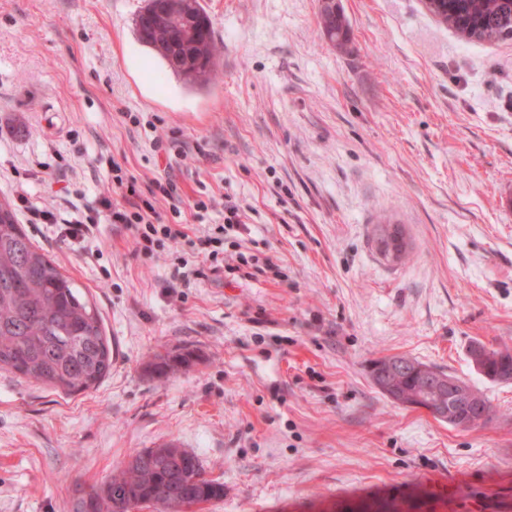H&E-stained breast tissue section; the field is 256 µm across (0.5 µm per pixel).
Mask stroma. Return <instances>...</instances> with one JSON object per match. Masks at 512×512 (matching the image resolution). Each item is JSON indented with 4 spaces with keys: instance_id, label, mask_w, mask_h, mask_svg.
<instances>
[{
    "instance_id": "1",
    "label": "stroma",
    "mask_w": 512,
    "mask_h": 512,
    "mask_svg": "<svg viewBox=\"0 0 512 512\" xmlns=\"http://www.w3.org/2000/svg\"><path fill=\"white\" fill-rule=\"evenodd\" d=\"M201 3L222 56L189 91L135 37L144 0H0V199L24 186L69 214L113 163L142 187L168 170L217 205L157 211L218 253L184 285L122 225L78 248L17 211L95 303L112 368L71 396L0 371V512H74L171 441L224 485L195 512H512V383L469 357L512 346V39L465 42L422 0H339L341 50L319 0ZM381 221L403 226L402 262ZM167 351L196 359L150 377ZM387 356L469 382L493 417L462 430L394 403L369 374ZM335 1V2H333ZM318 24L322 34L334 46L343 49L349 41V27L346 17L336 0H321Z\"/></svg>"
}]
</instances>
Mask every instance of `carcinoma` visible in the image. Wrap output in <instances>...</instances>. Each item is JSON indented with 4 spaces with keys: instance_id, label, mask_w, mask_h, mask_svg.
I'll use <instances>...</instances> for the list:
<instances>
[{
    "instance_id": "cac0c4a2",
    "label": "carcinoma",
    "mask_w": 512,
    "mask_h": 512,
    "mask_svg": "<svg viewBox=\"0 0 512 512\" xmlns=\"http://www.w3.org/2000/svg\"><path fill=\"white\" fill-rule=\"evenodd\" d=\"M157 0H147L134 26L139 42L191 90L209 85L216 66L213 23L202 5L193 6L161 31L153 26ZM430 13L468 42L512 37V0H451ZM322 34L340 49L349 27L340 6L320 0ZM478 373L493 382H512V347L488 348ZM192 355L158 353L149 370L158 379L189 365ZM112 368V349L103 336L96 307L35 246L17 224L10 203L0 202V370L78 393L97 385ZM402 390L418 406L434 413V396L421 375L402 374ZM224 498V484L203 477L196 454L170 442L146 448L115 466L111 478L81 497L76 512H132L152 502L164 512H188L192 506Z\"/></svg>"
}]
</instances>
